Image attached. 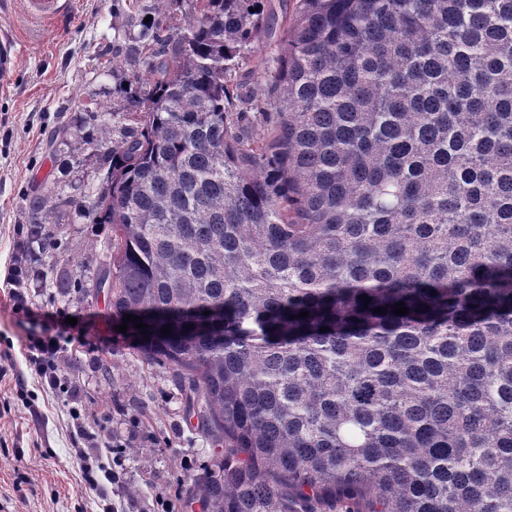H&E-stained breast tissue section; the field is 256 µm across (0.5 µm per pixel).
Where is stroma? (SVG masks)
I'll return each instance as SVG.
<instances>
[{
    "label": "stroma",
    "instance_id": "obj_1",
    "mask_svg": "<svg viewBox=\"0 0 512 512\" xmlns=\"http://www.w3.org/2000/svg\"><path fill=\"white\" fill-rule=\"evenodd\" d=\"M154 0H74L71 13L45 25L28 21L21 0L0 5V33L18 41L12 73L0 81V272L9 264L17 227L43 220L38 202L63 194L82 204L100 187L97 152H74L72 141L87 135L93 113L121 110L118 85L130 67L113 68V56L136 45L140 20ZM272 46L255 42L233 74L239 95L263 98L274 72ZM51 240L26 239L24 257L37 275L25 293L28 307L15 309L0 287V512H157L171 500L174 512H190L191 478L181 462L208 463L213 447L182 419L171 371L149 365L130 338L115 327L104 297L86 296L80 283L92 275L102 252L92 241L107 236L103 224L65 217L51 225ZM69 288H56L60 270ZM77 315L83 330L62 328ZM61 333L52 364L63 385H42L29 359L28 339ZM80 412L95 442L86 444L89 463L112 468V446L124 447L123 481L86 485L73 448V412Z\"/></svg>",
    "mask_w": 512,
    "mask_h": 512
}]
</instances>
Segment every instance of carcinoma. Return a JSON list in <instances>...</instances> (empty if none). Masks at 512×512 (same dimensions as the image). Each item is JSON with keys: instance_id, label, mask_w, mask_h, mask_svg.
Wrapping results in <instances>:
<instances>
[{"instance_id": "carcinoma-1", "label": "carcinoma", "mask_w": 512, "mask_h": 512, "mask_svg": "<svg viewBox=\"0 0 512 512\" xmlns=\"http://www.w3.org/2000/svg\"><path fill=\"white\" fill-rule=\"evenodd\" d=\"M189 2L155 0L122 111L73 141L101 186L52 212L111 225L85 292L220 448L192 499L512 512V0H295L279 34ZM263 37L268 97L239 96Z\"/></svg>"}]
</instances>
